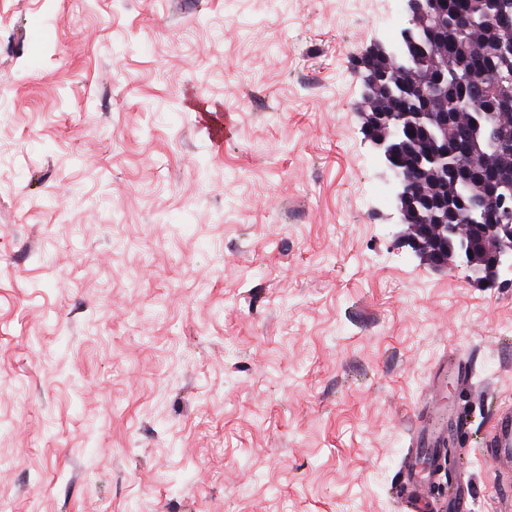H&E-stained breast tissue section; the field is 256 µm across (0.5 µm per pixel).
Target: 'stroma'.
I'll return each mask as SVG.
<instances>
[{
	"instance_id": "1",
	"label": "stroma",
	"mask_w": 512,
	"mask_h": 512,
	"mask_svg": "<svg viewBox=\"0 0 512 512\" xmlns=\"http://www.w3.org/2000/svg\"><path fill=\"white\" fill-rule=\"evenodd\" d=\"M401 0H0V512H396L446 351L476 449L512 274L423 264L353 71ZM197 98L232 122L209 138Z\"/></svg>"
}]
</instances>
